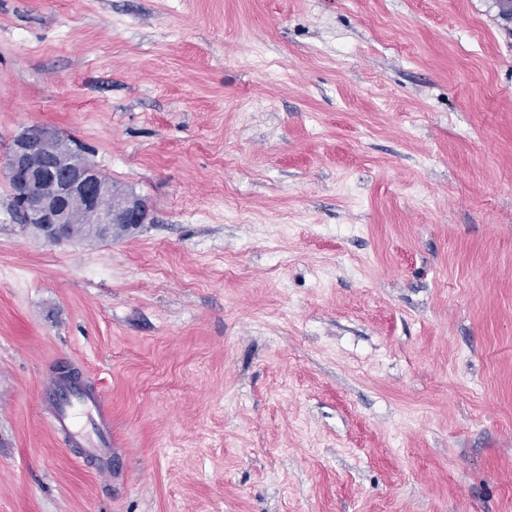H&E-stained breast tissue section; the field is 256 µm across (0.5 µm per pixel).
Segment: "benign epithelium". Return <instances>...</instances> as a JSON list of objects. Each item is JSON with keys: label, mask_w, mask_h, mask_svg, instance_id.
<instances>
[{"label": "benign epithelium", "mask_w": 512, "mask_h": 512, "mask_svg": "<svg viewBox=\"0 0 512 512\" xmlns=\"http://www.w3.org/2000/svg\"><path fill=\"white\" fill-rule=\"evenodd\" d=\"M0 177L10 189L23 226L48 241H71L67 228L87 227L85 238L112 237V227L128 232L151 222L146 201L112 182H102L84 152L56 131L32 125L16 136L0 162Z\"/></svg>", "instance_id": "benign-epithelium-1"}]
</instances>
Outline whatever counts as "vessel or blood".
Here are the masks:
<instances>
[{
  "instance_id": "vessel-or-blood-1",
  "label": "vessel or blood",
  "mask_w": 512,
  "mask_h": 512,
  "mask_svg": "<svg viewBox=\"0 0 512 512\" xmlns=\"http://www.w3.org/2000/svg\"><path fill=\"white\" fill-rule=\"evenodd\" d=\"M52 403V426L66 446L78 449L103 476L112 473V417L92 390L50 382L45 389Z\"/></svg>"
}]
</instances>
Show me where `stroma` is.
Returning a JSON list of instances; mask_svg holds the SVG:
<instances>
[{
	"label": "stroma",
	"instance_id": "35a3bbf8",
	"mask_svg": "<svg viewBox=\"0 0 512 512\" xmlns=\"http://www.w3.org/2000/svg\"><path fill=\"white\" fill-rule=\"evenodd\" d=\"M34 124L153 221L51 243L0 180V512H512L495 0H0V157ZM45 395L53 405L52 426L63 443L78 448L81 457L92 462L101 475H112V417L102 399L92 389L71 388L53 380ZM78 409L86 416L90 431L80 427Z\"/></svg>",
	"mask_w": 512,
	"mask_h": 512
}]
</instances>
